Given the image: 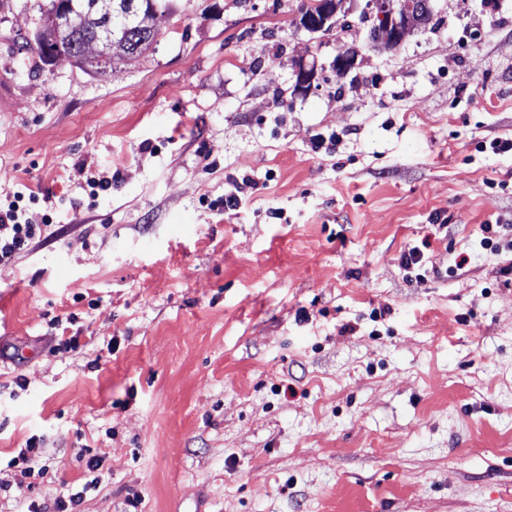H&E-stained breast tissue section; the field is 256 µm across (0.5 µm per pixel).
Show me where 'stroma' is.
<instances>
[{
  "mask_svg": "<svg viewBox=\"0 0 512 512\" xmlns=\"http://www.w3.org/2000/svg\"><path fill=\"white\" fill-rule=\"evenodd\" d=\"M170 3L84 69L0 0V202L52 222L0 265V512L33 436L48 507L512 512V0H434L393 52L366 0L314 34Z\"/></svg>",
  "mask_w": 512,
  "mask_h": 512,
  "instance_id": "obj_1",
  "label": "stroma"
}]
</instances>
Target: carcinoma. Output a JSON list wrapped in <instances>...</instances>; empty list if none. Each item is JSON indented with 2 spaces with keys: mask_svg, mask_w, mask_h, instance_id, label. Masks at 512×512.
Segmentation results:
<instances>
[{
  "mask_svg": "<svg viewBox=\"0 0 512 512\" xmlns=\"http://www.w3.org/2000/svg\"><path fill=\"white\" fill-rule=\"evenodd\" d=\"M127 0H115L112 9V44L121 48L119 55L136 56L148 49L156 38L154 30L142 24L146 13L156 11L164 6L165 0H133L134 8L125 5ZM320 0H304L300 6V23L314 22L321 16ZM92 8V0H49L48 8L42 12L39 37L34 50L43 59L50 62L68 61L91 67L83 58L84 43L94 35L92 28L87 26L68 33H57L53 25L54 13L59 10L73 9L86 13Z\"/></svg>",
  "mask_w": 512,
  "mask_h": 512,
  "instance_id": "1",
  "label": "carcinoma"
}]
</instances>
